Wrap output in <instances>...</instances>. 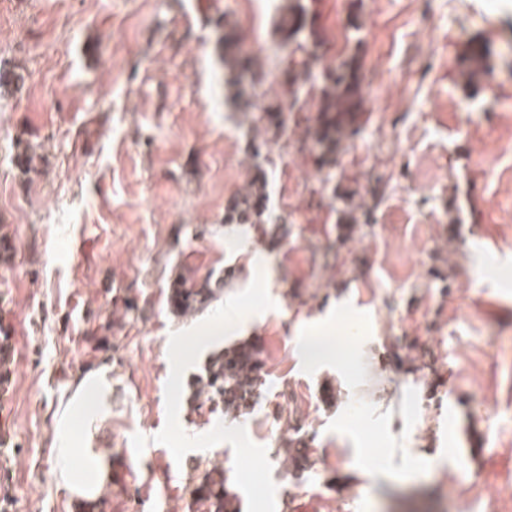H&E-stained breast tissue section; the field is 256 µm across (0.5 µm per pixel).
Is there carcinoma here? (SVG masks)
<instances>
[{
    "label": "carcinoma",
    "mask_w": 512,
    "mask_h": 512,
    "mask_svg": "<svg viewBox=\"0 0 512 512\" xmlns=\"http://www.w3.org/2000/svg\"><path fill=\"white\" fill-rule=\"evenodd\" d=\"M307 27L306 13L299 0H288V7L280 17L283 38L295 42ZM220 60L228 71V84L234 96L242 100L243 74L263 76L257 58L242 50V39L233 28L222 32L219 38ZM488 49L477 45L470 49L464 62L468 74H481ZM320 60L298 62L300 70L290 72L289 93L298 98L302 84L309 81L311 65ZM321 87L318 108L303 129V139L319 151L324 163L347 141L358 134L359 114L364 105L360 64L351 57L338 66L324 65L319 72ZM282 110L279 104H268L266 123L256 128L252 139V153H258L265 144L268 133L277 136L283 132L285 121L277 116ZM266 173L258 170L246 186L229 204L226 219L233 224H263L268 219L264 205L266 197ZM224 294V281L213 278V273L200 275L193 269L180 270L168 280L167 305L169 312L178 319L193 317L218 301ZM12 355L11 337L0 335V376L10 372ZM264 378L262 373V350L254 342L241 343L235 347L212 354L204 366V373L192 383L190 404L195 410L204 405L220 406L224 416L236 419L249 410L261 393ZM294 433L276 450L280 465L294 476H302L309 468L308 447L310 439L302 434L300 427L293 426ZM128 487L123 467H118L108 493L95 502L86 504L87 512H107L112 503L111 496L125 495ZM188 512H238L235 495L227 487L224 466L192 467L185 485Z\"/></svg>",
    "instance_id": "obj_1"
}]
</instances>
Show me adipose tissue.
<instances>
[{"label": "adipose tissue", "mask_w": 512, "mask_h": 512, "mask_svg": "<svg viewBox=\"0 0 512 512\" xmlns=\"http://www.w3.org/2000/svg\"><path fill=\"white\" fill-rule=\"evenodd\" d=\"M246 328V320L231 312L226 315L222 326L205 324L192 335L173 338L168 358L170 379L179 381L198 354L207 352L224 337L245 332ZM299 344V365L305 371L319 370L336 362L341 355L340 345L326 342L316 329L300 337ZM111 393L106 366H99L77 377L73 382L72 399L58 422V444L53 448L57 460L56 479L79 502L95 499L100 487L111 480L112 462L93 448L84 449L79 455L73 453L67 446L71 424L77 421L85 426L97 422Z\"/></svg>", "instance_id": "ef3b65f1"}]
</instances>
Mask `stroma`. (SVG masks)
Instances as JSON below:
<instances>
[{
	"mask_svg": "<svg viewBox=\"0 0 512 512\" xmlns=\"http://www.w3.org/2000/svg\"><path fill=\"white\" fill-rule=\"evenodd\" d=\"M327 63L357 57L361 133L330 165L302 148L303 115L252 153L254 115L219 67L218 19L255 56L268 100L289 102L286 0H0V326L12 338L0 391V502L9 512H79L54 477L55 414L76 375L112 368V408L73 443L116 449L127 495L111 512H183L192 461L224 465L242 512H441L450 481L512 472V0H303ZM488 50L480 78L463 59ZM112 98L101 101L100 87ZM219 111H209L210 101ZM37 173L15 165L20 142ZM268 224H230L255 167ZM367 214L341 223L335 189ZM224 280L263 350L265 384L241 417L257 455L188 409L204 363L178 389L173 337L201 320L166 309L181 266ZM134 301L136 311L123 310ZM356 331L345 366H297L295 338ZM108 337L91 351L88 335ZM421 337L397 373L396 340ZM183 430H170L173 408ZM310 438L300 493L274 452L289 419ZM382 457L357 461L351 431Z\"/></svg>",
	"mask_w": 512,
	"mask_h": 512,
	"instance_id": "obj_1",
	"label": "stroma"
}]
</instances>
